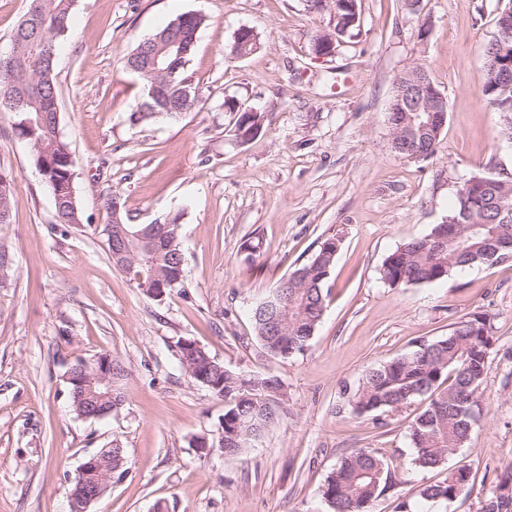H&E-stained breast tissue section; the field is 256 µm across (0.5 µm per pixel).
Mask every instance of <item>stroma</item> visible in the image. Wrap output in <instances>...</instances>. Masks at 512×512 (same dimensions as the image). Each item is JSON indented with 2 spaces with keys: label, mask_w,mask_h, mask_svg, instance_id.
<instances>
[{
  "label": "stroma",
  "mask_w": 512,
  "mask_h": 512,
  "mask_svg": "<svg viewBox=\"0 0 512 512\" xmlns=\"http://www.w3.org/2000/svg\"><path fill=\"white\" fill-rule=\"evenodd\" d=\"M505 2L358 0L356 27L320 56L314 40L331 16L309 0H75L55 74L81 223H56L31 146L14 113L0 112V170L15 178L11 221L0 224L14 259L0 288V512H70L80 464L113 442L128 472L93 512H328L321 487L355 448L376 449L396 475L370 512L403 502L481 512L512 462V259L397 287L380 269L445 222L469 178L512 174V143L479 84ZM184 13L205 19L186 66L198 103L132 123L145 90L124 58ZM244 27L259 45L238 58L231 48ZM419 66L447 104L439 149L423 160L392 151L388 123L396 80ZM231 102L263 112L253 140L237 139ZM110 191L134 224L180 214L184 287L155 300L113 265L101 233ZM330 236L340 247L308 348L269 357L252 305ZM475 313L488 316L493 345L473 437L445 467L418 469L407 426L425 401L359 416L349 399L371 368ZM182 338L231 372L279 379V424L241 454L198 448L199 438L218 440L224 401L187 377ZM103 354L126 368L123 404L78 418L65 374ZM458 467L471 472L468 495L421 499Z\"/></svg>",
  "instance_id": "stroma-1"
}]
</instances>
